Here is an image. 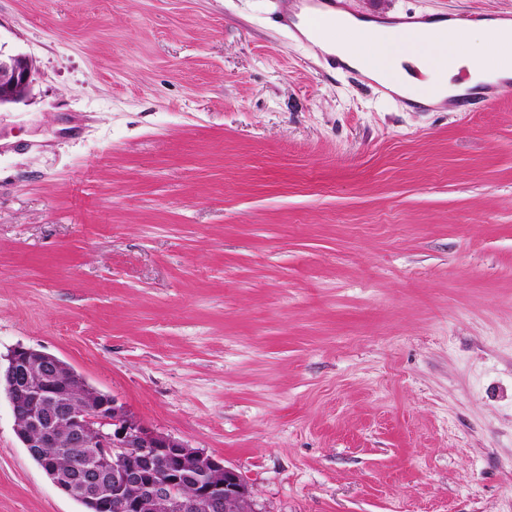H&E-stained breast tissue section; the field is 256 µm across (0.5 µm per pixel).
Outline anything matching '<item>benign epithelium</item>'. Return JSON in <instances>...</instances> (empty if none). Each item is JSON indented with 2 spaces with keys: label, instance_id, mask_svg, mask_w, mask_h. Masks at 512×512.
I'll return each mask as SVG.
<instances>
[{
  "label": "benign epithelium",
  "instance_id": "obj_1",
  "mask_svg": "<svg viewBox=\"0 0 512 512\" xmlns=\"http://www.w3.org/2000/svg\"><path fill=\"white\" fill-rule=\"evenodd\" d=\"M32 58L0 49V107L23 101ZM8 397L26 448L65 441L71 464L44 471L57 488L94 505L95 512H144L160 501L168 512H256L252 486L237 470L147 426L116 399L89 390L76 406L75 372L59 358L19 346L8 355Z\"/></svg>",
  "mask_w": 512,
  "mask_h": 512
}]
</instances>
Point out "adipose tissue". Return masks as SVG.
<instances>
[{
    "mask_svg": "<svg viewBox=\"0 0 512 512\" xmlns=\"http://www.w3.org/2000/svg\"><path fill=\"white\" fill-rule=\"evenodd\" d=\"M336 20L335 29L320 36L310 30L307 38L417 104L512 78V22L507 20L493 19L462 35L443 18L413 29L346 12L337 13Z\"/></svg>",
    "mask_w": 512,
    "mask_h": 512,
    "instance_id": "1",
    "label": "adipose tissue"
}]
</instances>
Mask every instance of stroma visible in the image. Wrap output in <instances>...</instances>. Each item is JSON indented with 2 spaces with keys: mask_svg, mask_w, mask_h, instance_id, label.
I'll use <instances>...</instances> for the list:
<instances>
[{
  "mask_svg": "<svg viewBox=\"0 0 512 512\" xmlns=\"http://www.w3.org/2000/svg\"><path fill=\"white\" fill-rule=\"evenodd\" d=\"M290 0H0V366L54 355L256 512H512V86L409 107ZM390 19L512 0H346ZM0 512H84L0 388ZM33 74L32 58L22 53L5 52L0 46V109L27 97Z\"/></svg>",
  "mask_w": 512,
  "mask_h": 512,
  "instance_id": "obj_1",
  "label": "stroma"
}]
</instances>
